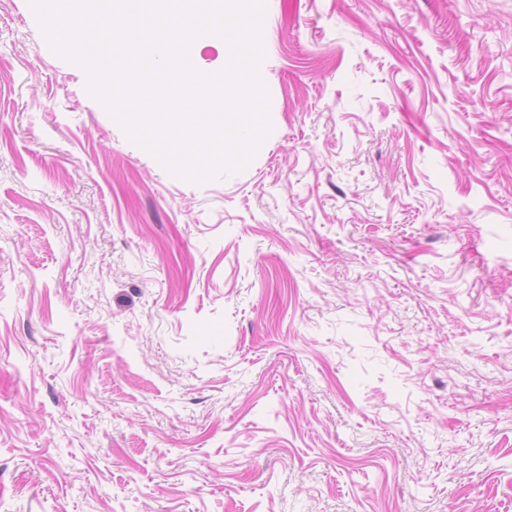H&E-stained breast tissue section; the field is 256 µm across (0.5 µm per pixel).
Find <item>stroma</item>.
<instances>
[{"instance_id":"stroma-1","label":"stroma","mask_w":512,"mask_h":512,"mask_svg":"<svg viewBox=\"0 0 512 512\" xmlns=\"http://www.w3.org/2000/svg\"><path fill=\"white\" fill-rule=\"evenodd\" d=\"M195 183L0 0V512H512V0H265Z\"/></svg>"}]
</instances>
